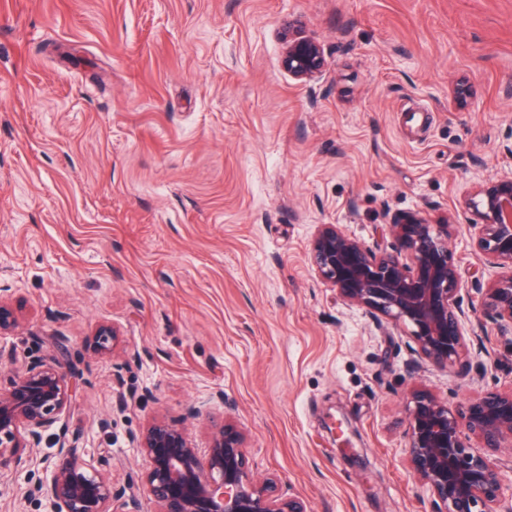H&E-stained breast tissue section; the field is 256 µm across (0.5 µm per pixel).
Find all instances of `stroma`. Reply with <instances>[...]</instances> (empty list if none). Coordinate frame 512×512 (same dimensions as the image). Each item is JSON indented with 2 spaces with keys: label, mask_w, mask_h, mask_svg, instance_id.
<instances>
[{
  "label": "stroma",
  "mask_w": 512,
  "mask_h": 512,
  "mask_svg": "<svg viewBox=\"0 0 512 512\" xmlns=\"http://www.w3.org/2000/svg\"><path fill=\"white\" fill-rule=\"evenodd\" d=\"M291 20L326 57L306 83L280 64ZM507 172L512 0H0V390L65 353L80 390L60 423L142 512L133 435L161 419L203 451L226 416L253 475L311 512H433L406 398L512 390V332L483 374L415 369L413 338L345 306L309 243L338 224L384 248L394 212L452 215L476 349L490 274L457 203ZM53 437L0 472V512H51L29 490Z\"/></svg>",
  "instance_id": "obj_1"
}]
</instances>
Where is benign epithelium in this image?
Instances as JSON below:
<instances>
[{"mask_svg":"<svg viewBox=\"0 0 512 512\" xmlns=\"http://www.w3.org/2000/svg\"><path fill=\"white\" fill-rule=\"evenodd\" d=\"M282 67L300 82L323 72L320 45L294 28L285 34ZM457 109L465 110L471 86L451 90ZM473 213L471 246L494 270L482 302L485 315L499 328H512V174L481 181L458 201ZM448 218L431 222L421 210L393 213L385 228L386 249H371L337 224H319L310 245V261L341 301L378 319L409 330L417 344L415 368H447L461 359L469 319L460 303L461 277L450 240ZM117 331L101 325L93 349L114 352ZM492 358L488 330L480 329L476 360L464 375L484 372ZM77 383L54 356L30 365L12 388L0 391V471L20 463L19 451L41 443L43 433L68 410ZM405 437L411 468L432 492L435 512H512L501 510V471L492 456L512 447V391L471 401L457 409L424 389H414L407 403ZM478 447H473L470 440ZM149 459L143 483L157 512H308L304 502L285 497L274 477L258 479L248 466L244 435L226 420L214 425L210 447L199 454L187 434L163 421L150 423L133 438ZM60 464L33 493L47 498L53 512H117L131 486L80 462L75 441L65 430L55 436Z\"/></svg>","mask_w":512,"mask_h":512,"instance_id":"obj_1","label":"benign epithelium"}]
</instances>
